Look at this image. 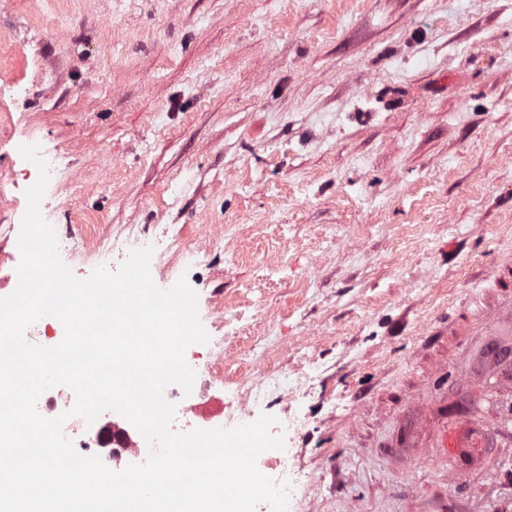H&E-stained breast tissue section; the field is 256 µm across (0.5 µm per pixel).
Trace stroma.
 Returning <instances> with one entry per match:
<instances>
[{"mask_svg":"<svg viewBox=\"0 0 512 512\" xmlns=\"http://www.w3.org/2000/svg\"><path fill=\"white\" fill-rule=\"evenodd\" d=\"M31 140L59 235L156 240L223 306L220 397L317 365L298 512H512L511 444L453 486L430 447L512 415L445 335L512 260V0H0V231Z\"/></svg>","mask_w":512,"mask_h":512,"instance_id":"1","label":"stroma"}]
</instances>
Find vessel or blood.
Listing matches in <instances>:
<instances>
[{
  "instance_id": "1",
  "label": "vessel or blood",
  "mask_w": 512,
  "mask_h": 512,
  "mask_svg": "<svg viewBox=\"0 0 512 512\" xmlns=\"http://www.w3.org/2000/svg\"><path fill=\"white\" fill-rule=\"evenodd\" d=\"M512 320V270L503 269L488 288L476 308L463 312L456 324L448 328L452 336H476L494 333L501 322ZM435 447L443 452H460L470 466L481 468L485 459L482 448L488 445V436L481 424L455 417L446 422L436 434Z\"/></svg>"
}]
</instances>
